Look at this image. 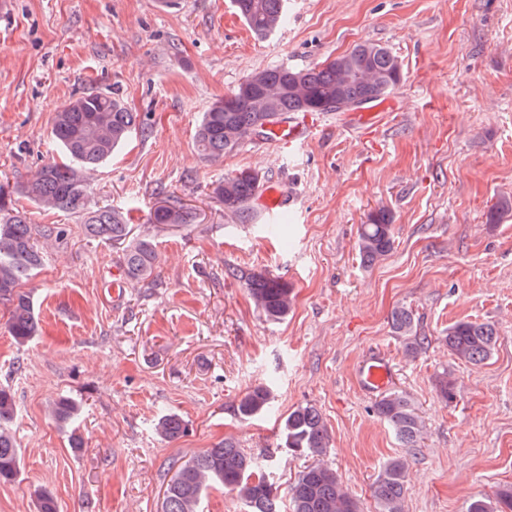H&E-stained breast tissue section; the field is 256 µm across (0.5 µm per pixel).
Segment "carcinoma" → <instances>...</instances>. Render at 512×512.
I'll use <instances>...</instances> for the list:
<instances>
[{"mask_svg":"<svg viewBox=\"0 0 512 512\" xmlns=\"http://www.w3.org/2000/svg\"><path fill=\"white\" fill-rule=\"evenodd\" d=\"M236 14L255 35L265 39L286 21L283 0H233ZM403 79L402 65L385 47L374 43L355 45L343 55L309 69L276 68L255 72L245 78L232 95L213 103L202 113L195 132L199 155L217 161L244 141L267 134L268 126L291 112H339L341 104L378 102L388 97ZM142 125L139 113L129 110L115 92L82 93L70 98L55 113L52 136L60 143L70 163L49 162L13 190L0 185V302L10 305L8 330L20 344L39 331V322L29 297L20 290L42 265L38 239H61L64 228H39L27 221L16 206L14 195L22 196L47 210L82 216L81 231L105 242L123 241L131 231L126 216L111 208L89 206L88 174L106 162L112 152ZM263 187L262 177L252 169H241L224 177L213 190L224 212L245 218L253 213L251 204ZM191 215L178 201H165L149 214V223L176 226L188 224ZM358 254L370 267L393 250L392 217L381 210L360 227ZM158 264L152 240L142 238L127 246L122 258L126 280L139 283L150 277ZM250 296L264 316L273 321L288 316L293 292L278 277L252 274L247 277ZM392 326L408 337L405 352L414 355L420 348L413 332V317L396 311ZM448 351L473 366L484 363L493 353L498 336L492 325L461 321L448 328L444 337ZM270 392L256 386L239 401L234 412L248 420L269 408ZM17 408L11 390L0 386V482L14 481L20 458L10 426ZM375 415L387 424L407 448L417 447L422 426L411 400L399 391L380 398ZM52 413L61 423L73 420L77 404L62 397ZM188 427L177 414L161 416L156 434L174 441ZM329 436L320 410L305 404L291 410L281 427L279 447L293 456L311 458L289 488L290 512H360L343 488L336 471L319 460L328 447ZM255 458L229 439L218 442L180 465L167 485L162 512H199L207 490L222 487L236 493L248 512H281L277 488L259 474ZM404 464L392 459L384 464L372 485L378 512H402L405 496ZM468 512H512V486L500 489L495 498L474 499Z\"/></svg>","mask_w":512,"mask_h":512,"instance_id":"1","label":"carcinoma"}]
</instances>
